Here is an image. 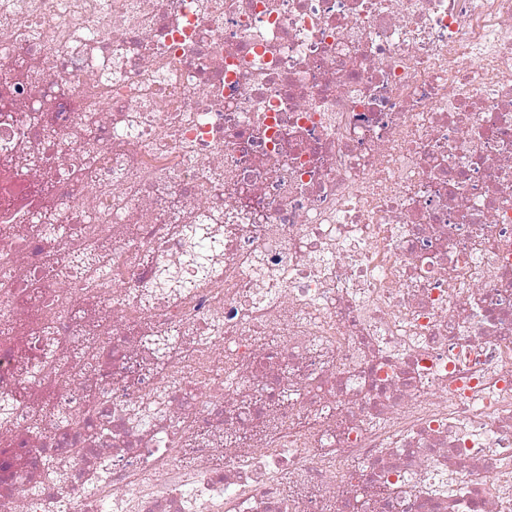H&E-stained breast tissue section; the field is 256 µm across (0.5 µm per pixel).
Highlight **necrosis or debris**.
Returning <instances> with one entry per match:
<instances>
[{
  "mask_svg": "<svg viewBox=\"0 0 512 512\" xmlns=\"http://www.w3.org/2000/svg\"><path fill=\"white\" fill-rule=\"evenodd\" d=\"M0 512H512V0H0Z\"/></svg>",
  "mask_w": 512,
  "mask_h": 512,
  "instance_id": "4bbe7bcc",
  "label": "necrosis or debris"
}]
</instances>
